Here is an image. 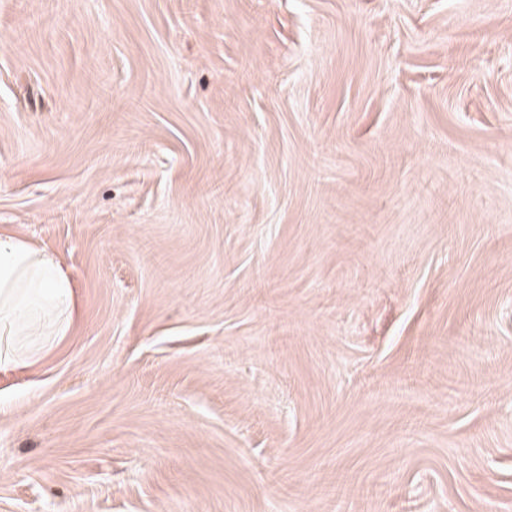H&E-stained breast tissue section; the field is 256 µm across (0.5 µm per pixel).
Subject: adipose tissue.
I'll list each match as a JSON object with an SVG mask.
<instances>
[{
	"mask_svg": "<svg viewBox=\"0 0 512 512\" xmlns=\"http://www.w3.org/2000/svg\"><path fill=\"white\" fill-rule=\"evenodd\" d=\"M75 309L69 279L54 256L0 234V369L24 363L22 336L53 327L67 333Z\"/></svg>",
	"mask_w": 512,
	"mask_h": 512,
	"instance_id": "1",
	"label": "adipose tissue"
}]
</instances>
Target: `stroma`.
I'll return each instance as SVG.
<instances>
[{
  "instance_id": "1",
  "label": "stroma",
  "mask_w": 512,
  "mask_h": 512,
  "mask_svg": "<svg viewBox=\"0 0 512 512\" xmlns=\"http://www.w3.org/2000/svg\"><path fill=\"white\" fill-rule=\"evenodd\" d=\"M0 227V512H512V0H0ZM74 309L69 278L55 257L0 234V369L38 358L45 346L23 355L17 336H43L48 323L53 336H65Z\"/></svg>"
}]
</instances>
